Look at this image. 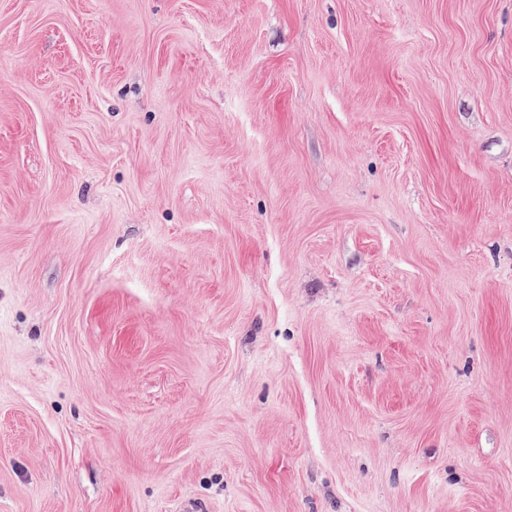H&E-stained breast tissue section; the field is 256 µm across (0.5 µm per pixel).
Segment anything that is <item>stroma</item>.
<instances>
[{"mask_svg": "<svg viewBox=\"0 0 512 512\" xmlns=\"http://www.w3.org/2000/svg\"><path fill=\"white\" fill-rule=\"evenodd\" d=\"M0 512H512V0H0Z\"/></svg>", "mask_w": 512, "mask_h": 512, "instance_id": "stroma-1", "label": "stroma"}]
</instances>
